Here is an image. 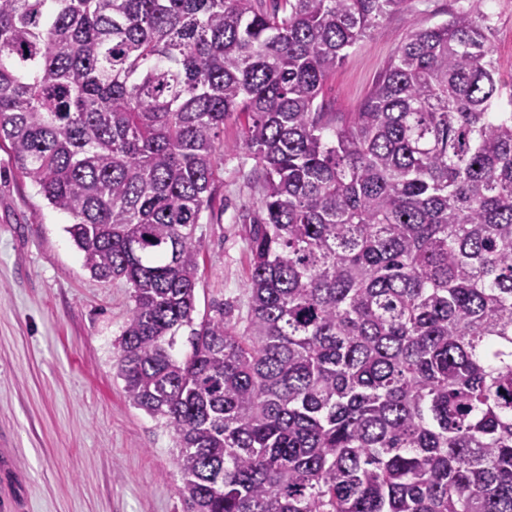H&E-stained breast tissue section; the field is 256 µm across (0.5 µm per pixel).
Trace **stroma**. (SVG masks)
Masks as SVG:
<instances>
[{"instance_id":"obj_1","label":"stroma","mask_w":512,"mask_h":512,"mask_svg":"<svg viewBox=\"0 0 512 512\" xmlns=\"http://www.w3.org/2000/svg\"><path fill=\"white\" fill-rule=\"evenodd\" d=\"M466 0H410L389 15L326 80L332 112H353L403 37L466 7ZM490 45L512 80V0H489ZM260 197L228 153L200 243L196 313L212 301L245 316L248 209ZM53 209L0 146V512H185L172 432L130 405L116 376L117 348L133 305L125 279L85 268Z\"/></svg>"}]
</instances>
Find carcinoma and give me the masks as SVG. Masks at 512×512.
Listing matches in <instances>:
<instances>
[{
	"mask_svg": "<svg viewBox=\"0 0 512 512\" xmlns=\"http://www.w3.org/2000/svg\"><path fill=\"white\" fill-rule=\"evenodd\" d=\"M255 2L0 0V142L133 289L126 398L173 432L187 512H512V83L484 0L413 27L355 112L323 85L408 0ZM227 152L262 187L247 312L197 323Z\"/></svg>",
	"mask_w": 512,
	"mask_h": 512,
	"instance_id": "carcinoma-1",
	"label": "carcinoma"
}]
</instances>
